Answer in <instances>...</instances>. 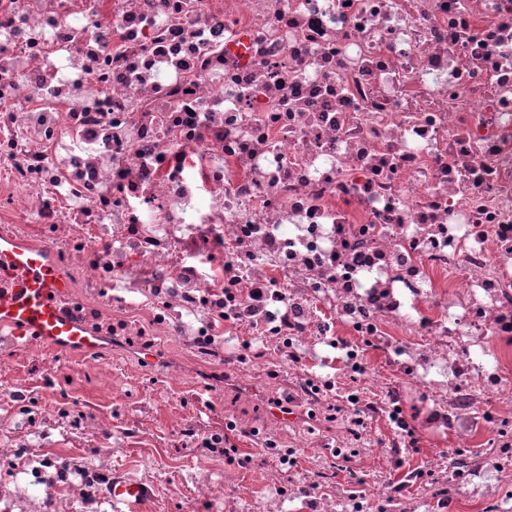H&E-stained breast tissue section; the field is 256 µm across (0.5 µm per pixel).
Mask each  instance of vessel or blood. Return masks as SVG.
<instances>
[{
	"label": "vessel or blood",
	"instance_id": "1",
	"mask_svg": "<svg viewBox=\"0 0 512 512\" xmlns=\"http://www.w3.org/2000/svg\"><path fill=\"white\" fill-rule=\"evenodd\" d=\"M69 280L51 249L28 245L0 232V326L40 339L53 349L99 354L105 346L85 332L59 304ZM142 495L133 481L112 485V499L135 512Z\"/></svg>",
	"mask_w": 512,
	"mask_h": 512
}]
</instances>
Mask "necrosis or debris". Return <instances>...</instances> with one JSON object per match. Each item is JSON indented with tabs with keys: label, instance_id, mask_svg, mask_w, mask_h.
Returning a JSON list of instances; mask_svg holds the SVG:
<instances>
[{
	"label": "necrosis or debris",
	"instance_id": "necrosis-or-debris-1",
	"mask_svg": "<svg viewBox=\"0 0 512 512\" xmlns=\"http://www.w3.org/2000/svg\"><path fill=\"white\" fill-rule=\"evenodd\" d=\"M0 223L62 242L105 340L243 388L284 357L311 427L225 418L253 450L199 449L211 512H512V0H0ZM60 377L0 409L95 443H0V512L118 510L113 449L147 430ZM375 438L395 478L332 491ZM136 469L169 512L180 461ZM242 470L262 496L228 494ZM55 430V437L58 440H65L70 446L85 447L91 444L94 439V428L91 424L81 428H71L67 423H58Z\"/></svg>",
	"mask_w": 512,
	"mask_h": 512
}]
</instances>
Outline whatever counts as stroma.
Listing matches in <instances>:
<instances>
[{"mask_svg":"<svg viewBox=\"0 0 512 512\" xmlns=\"http://www.w3.org/2000/svg\"><path fill=\"white\" fill-rule=\"evenodd\" d=\"M101 358L110 362L112 376L128 400L127 407L117 415L118 421L137 419L149 430L145 440L124 444L113 452V467L127 466L150 456L158 448L184 464H191L196 457L193 445L185 443L183 436L170 426L172 419L186 413L193 417L197 436L201 439L223 431L224 418L228 415L250 420L284 443L294 434L292 427L274 419L268 411L269 404L282 397V385H264L260 393L246 398L234 385L225 384L220 394L221 402L214 408L210 406V396L204 388L191 383L182 389L169 388L164 372L156 363L133 360L124 347L105 352L101 357L89 356L82 366L67 371L66 387L73 399L82 402L102 400L96 369ZM48 365L46 357L15 348L9 354L0 355V386L24 376L39 379Z\"/></svg>","mask_w":512,"mask_h":512,"instance_id":"obj_1","label":"stroma"}]
</instances>
